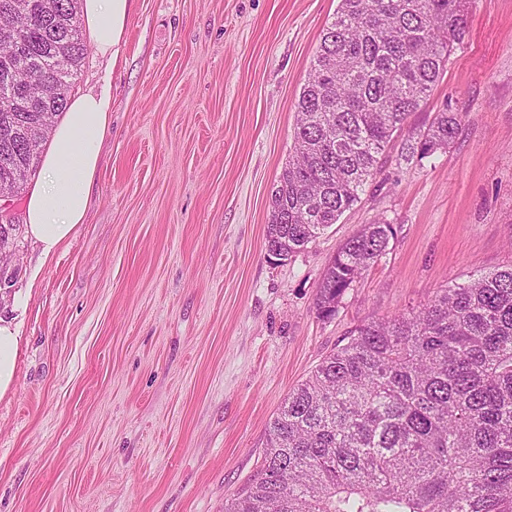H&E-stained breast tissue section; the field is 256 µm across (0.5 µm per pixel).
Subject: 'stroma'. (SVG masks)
<instances>
[{"label": "stroma", "mask_w": 512, "mask_h": 512, "mask_svg": "<svg viewBox=\"0 0 512 512\" xmlns=\"http://www.w3.org/2000/svg\"><path fill=\"white\" fill-rule=\"evenodd\" d=\"M339 0H133L118 58L89 50L74 90L107 91L84 224L43 259L14 200L0 318V512H224L261 464L284 397L352 328L512 264V0H470L409 128L462 115L448 149L404 160L399 132L357 205L282 264L270 196ZM397 233L332 319L340 245ZM17 331L0 318V393L10 384L16 365Z\"/></svg>", "instance_id": "35a3bbf8"}]
</instances>
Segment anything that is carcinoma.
<instances>
[{
  "label": "carcinoma",
  "instance_id": "cac0c4a2",
  "mask_svg": "<svg viewBox=\"0 0 512 512\" xmlns=\"http://www.w3.org/2000/svg\"><path fill=\"white\" fill-rule=\"evenodd\" d=\"M468 0H339L297 102L295 154L271 191L267 255L304 250L359 201L393 134L468 30ZM80 0H0V184L36 175L88 54ZM457 112L408 135L401 156L446 149ZM396 230L371 222L324 270L330 319ZM224 512H512V264L367 320L288 393L262 463Z\"/></svg>",
  "mask_w": 512,
  "mask_h": 512
}]
</instances>
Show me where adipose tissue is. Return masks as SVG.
Returning <instances> with one entry per match:
<instances>
[{"label":"adipose tissue","instance_id":"1","mask_svg":"<svg viewBox=\"0 0 512 512\" xmlns=\"http://www.w3.org/2000/svg\"><path fill=\"white\" fill-rule=\"evenodd\" d=\"M131 0H83V15L99 55L117 56ZM112 108L108 93L72 97L43 154V178L30 191L24 220L43 257H51L83 223Z\"/></svg>","mask_w":512,"mask_h":512}]
</instances>
